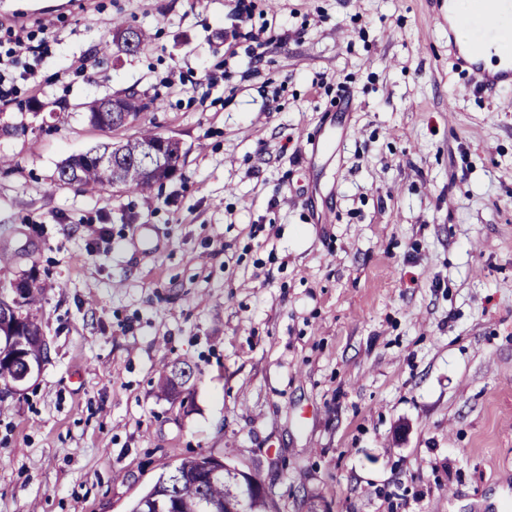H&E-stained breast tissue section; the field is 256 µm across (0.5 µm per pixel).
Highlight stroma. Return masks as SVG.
<instances>
[{
  "instance_id": "obj_1",
  "label": "stroma",
  "mask_w": 512,
  "mask_h": 512,
  "mask_svg": "<svg viewBox=\"0 0 512 512\" xmlns=\"http://www.w3.org/2000/svg\"><path fill=\"white\" fill-rule=\"evenodd\" d=\"M234 7L0 14L36 48L0 64V282L36 269L49 350L0 402V512H129L201 453L288 512H512V89L456 70L448 0ZM118 17L145 41L103 56ZM130 88L140 123H88ZM144 123L182 147L151 194L58 181ZM193 376V368L187 360H175L166 364L161 372L158 390L169 398L180 395Z\"/></svg>"
}]
</instances>
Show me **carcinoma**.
I'll return each mask as SVG.
<instances>
[{"mask_svg":"<svg viewBox=\"0 0 512 512\" xmlns=\"http://www.w3.org/2000/svg\"><path fill=\"white\" fill-rule=\"evenodd\" d=\"M114 38L131 36L134 49L143 43L141 32L113 22ZM103 100L86 105L89 121L103 129H114L140 120L148 108L144 103L132 112H102ZM179 143H161V135L149 128L124 143L91 149L66 159L58 170L59 181L85 191H100L119 181L129 191L146 193L172 176L178 168ZM41 288L34 284L21 296V311L14 312L12 298L0 297V382L9 384L21 368V358H47L48 348L33 314ZM193 376L186 360L166 364L158 390L169 398L179 395ZM218 456L199 454L185 457L172 470L159 476L154 485L133 504L130 512H224V502L234 501L240 512H282L280 503L268 494L255 497L238 480L236 467L215 470Z\"/></svg>","mask_w":512,"mask_h":512,"instance_id":"carcinoma-1","label":"carcinoma"}]
</instances>
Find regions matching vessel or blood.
I'll use <instances>...</instances> for the list:
<instances>
[{
    "mask_svg": "<svg viewBox=\"0 0 512 512\" xmlns=\"http://www.w3.org/2000/svg\"><path fill=\"white\" fill-rule=\"evenodd\" d=\"M477 8L463 15L457 0H449L448 22L469 29V42H458L449 36L457 62L464 73L480 89L512 86V0H476ZM497 51L495 68H486L484 52Z\"/></svg>",
    "mask_w": 512,
    "mask_h": 512,
    "instance_id": "vessel-or-blood-1",
    "label": "vessel or blood"
}]
</instances>
